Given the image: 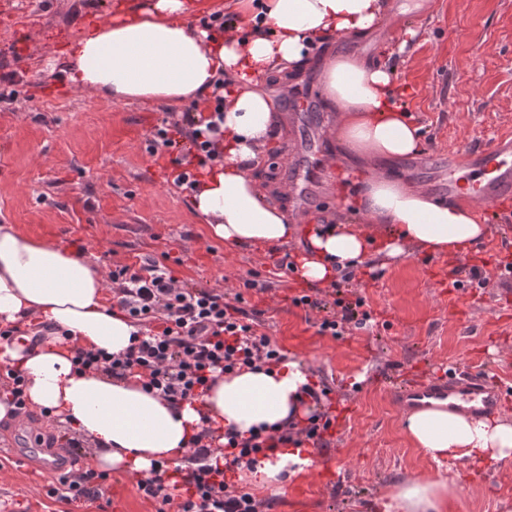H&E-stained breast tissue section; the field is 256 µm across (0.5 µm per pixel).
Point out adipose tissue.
Segmentation results:
<instances>
[{
	"label": "adipose tissue",
	"mask_w": 512,
	"mask_h": 512,
	"mask_svg": "<svg viewBox=\"0 0 512 512\" xmlns=\"http://www.w3.org/2000/svg\"><path fill=\"white\" fill-rule=\"evenodd\" d=\"M192 8L191 0H152L95 23L68 45L66 79L73 89L115 102L171 105L211 95L224 80L217 136L223 161L204 169L192 206L225 245H285L296 228L251 174L279 119L258 78L304 66L321 39L371 33L382 24L385 6L382 0H233L234 21L224 34L193 25ZM321 83L337 111L336 135L352 153L372 159L417 153L420 135L402 103L405 91L384 65L339 54L325 62ZM356 210L357 223L313 228L296 259L299 279L327 286L340 270L377 257L395 258L409 248L460 253L489 233L473 208L380 173L368 181ZM105 283L86 257L0 225V324L43 329L37 338L20 336L4 355L25 377L30 403L50 409L91 444L100 469L146 474L157 463L178 464L200 428L220 440L230 429L246 437L253 428L306 417L301 389L312 377L297 359L267 372L220 375L178 406L145 392L136 379L77 370L74 346L119 353L135 330L123 312L104 306ZM401 425L437 461L512 459V414L478 418L461 409L427 408L405 415ZM314 465L310 449L282 448L254 469L231 471L229 479L265 489ZM447 508L448 487L438 478L400 482L383 503L384 512Z\"/></svg>",
	"instance_id": "obj_1"
}]
</instances>
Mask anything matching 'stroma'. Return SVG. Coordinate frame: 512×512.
I'll list each match as a JSON object with an SVG mask.
<instances>
[{
  "instance_id": "1",
  "label": "stroma",
  "mask_w": 512,
  "mask_h": 512,
  "mask_svg": "<svg viewBox=\"0 0 512 512\" xmlns=\"http://www.w3.org/2000/svg\"><path fill=\"white\" fill-rule=\"evenodd\" d=\"M149 0H0V224L62 246L77 243L104 269L141 265L145 258H173L175 276L187 287L225 289L259 273L270 292L252 295L263 310V330L288 357L305 361L336 400L330 444L314 449L316 465L261 492L272 512H382L389 489L424 477L448 482V512H501L512 502V459L464 476L453 461L432 460L404 433L387 383L404 376L445 377L476 367L489 370L512 412V283H503L499 262L512 260V197L493 208L489 235L457 255L412 253L386 264L372 262L350 289L364 300L366 327L333 338L317 332L313 319L290 302L302 281L277 276L268 250L231 248L191 211L190 193L177 189L166 158L150 156L146 138L169 107L146 99L115 103L72 90L63 73L67 41L89 23L110 19L116 5L145 7ZM388 24L360 39L359 51L393 68L410 89L406 107L421 129L414 156L382 160L374 167L352 157L331 134L334 114L316 99L309 136L327 180L322 196L300 210L299 235L289 252L302 249L303 229L325 215L353 217L351 200L369 169L409 187L448 180V160L512 130V0H434L422 14L407 0H386ZM405 42L403 52L382 56L379 46ZM319 66L265 89L282 114L293 110L291 93L319 84ZM262 152L254 176L268 187L284 213L292 208L284 186L300 174L290 152L299 129L283 123ZM485 267L484 288H456L449 272ZM45 425L58 447L70 427L46 422L40 411L20 420L0 419V448L19 447L15 424ZM51 474L32 464L0 465V501L9 512H97L48 498ZM109 512H155L133 475L113 471Z\"/></svg>"
}]
</instances>
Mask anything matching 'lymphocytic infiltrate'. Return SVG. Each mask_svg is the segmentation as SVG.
Here are the masks:
<instances>
[{
	"label": "lymphocytic infiltrate",
	"mask_w": 512,
	"mask_h": 512,
	"mask_svg": "<svg viewBox=\"0 0 512 512\" xmlns=\"http://www.w3.org/2000/svg\"><path fill=\"white\" fill-rule=\"evenodd\" d=\"M218 129L217 122H204L190 110L177 121L165 117L151 128L147 150L167 157L174 186L190 192L200 171L221 159L212 138ZM109 279L113 305L144 332L117 355L75 347L77 369L136 378L145 391L178 405L206 389L215 373L256 371L286 359L283 348L260 332L261 310L244 305L245 291H271V281L246 278L241 288L225 291L187 288L171 268L153 258L136 268L115 266ZM292 303L320 314L318 332L323 336L343 335L347 325L360 328L369 319L362 300L337 297L329 302L310 288L296 293ZM329 393L324 385L304 389L303 401L315 410L296 427L263 428L246 439L229 431L219 448L209 430L201 429L188 444L184 465L153 466L149 475L137 477L138 491L156 503L157 512H263L251 492L225 482V470L253 465L281 448L324 447L332 420L320 406ZM108 480V474L85 465L61 474L46 494L70 505L104 502Z\"/></svg>",
	"instance_id": "1"
}]
</instances>
